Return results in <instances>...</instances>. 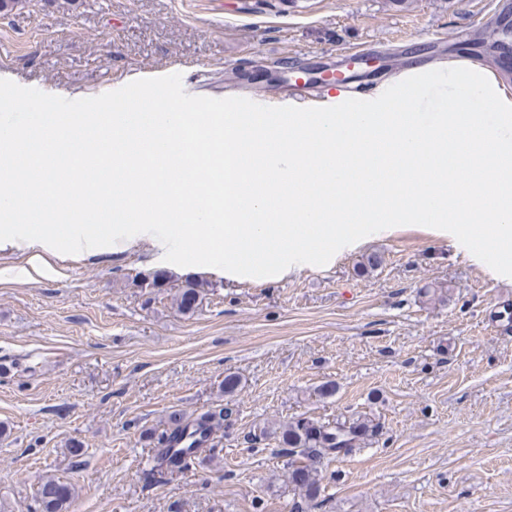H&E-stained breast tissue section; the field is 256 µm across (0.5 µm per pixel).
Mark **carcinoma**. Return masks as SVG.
I'll return each mask as SVG.
<instances>
[{
  "label": "carcinoma",
  "instance_id": "cac0c4a2",
  "mask_svg": "<svg viewBox=\"0 0 512 512\" xmlns=\"http://www.w3.org/2000/svg\"><path fill=\"white\" fill-rule=\"evenodd\" d=\"M207 283L188 281L177 296L178 309L192 313ZM224 419L223 413H205L187 421L181 413L170 416L172 428L157 438L158 460L171 473L188 469L196 450L210 440L212 430ZM370 431L368 422H321L299 419L284 426L279 438L280 454L288 458V483L308 501L318 499L322 490L321 465L326 460L350 454ZM74 487L53 477L43 479L37 490L39 512H68Z\"/></svg>",
  "mask_w": 512,
  "mask_h": 512
}]
</instances>
